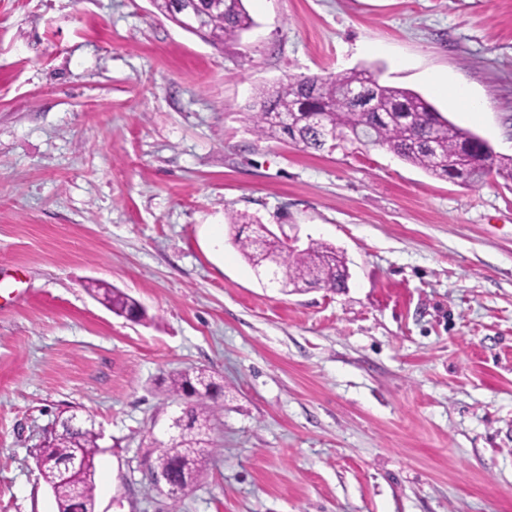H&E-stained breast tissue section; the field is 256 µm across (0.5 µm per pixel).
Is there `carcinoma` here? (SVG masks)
Returning a JSON list of instances; mask_svg holds the SVG:
<instances>
[{
  "label": "carcinoma",
  "mask_w": 512,
  "mask_h": 512,
  "mask_svg": "<svg viewBox=\"0 0 512 512\" xmlns=\"http://www.w3.org/2000/svg\"><path fill=\"white\" fill-rule=\"evenodd\" d=\"M181 2L153 0L155 8L173 21L180 14ZM192 2L207 16L206 27L197 35L212 43L236 39L254 24L243 0H224L221 10L211 9L210 0ZM350 86L366 87L368 102L352 100L346 94ZM311 108L336 130L337 142L385 146L431 175L470 186L484 182L493 171L512 177V157L497 158L486 141L449 122L422 96L408 89L381 85L366 70H351L334 78H288L259 93L249 119L260 136H284L305 148L323 150L326 141L310 123ZM276 113L290 115V124H279L274 118ZM230 223L236 230L234 245L253 267L264 265L269 253L279 254L282 288L301 292L315 286L332 290L347 287L349 269L335 248L312 243L303 250H295L273 235L260 244L245 232L256 223L252 217L235 214ZM95 297L118 316L137 321L145 318L137 301L118 288H104L95 292ZM167 392L173 400L183 402L184 426L176 446L155 448V463L187 467L185 471L175 470V474L193 484L202 478L212 455L206 448V425L214 424L224 409V386L216 382L209 370L196 368L170 375ZM99 439L94 429L64 421L48 438L44 453L52 463L41 474L55 497L58 512H95ZM74 452L82 456L83 465L65 474L59 472L54 464Z\"/></svg>",
  "instance_id": "1"
}]
</instances>
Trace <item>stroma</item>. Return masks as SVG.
I'll use <instances>...</instances> for the list:
<instances>
[{"label": "stroma", "mask_w": 512, "mask_h": 512, "mask_svg": "<svg viewBox=\"0 0 512 512\" xmlns=\"http://www.w3.org/2000/svg\"><path fill=\"white\" fill-rule=\"evenodd\" d=\"M245 7L253 27L215 46L151 0H0V273L20 293L0 309V512H57L36 454L73 412L101 435L95 512H512V177L466 187L248 120L286 78L367 69L512 157V0ZM233 211L336 248L347 288L258 278ZM190 367L224 413L175 505L144 474L148 431ZM102 290V292H100ZM94 296L97 300L112 310L118 316H125L136 321L145 318V311L128 294L119 288H96Z\"/></svg>", "instance_id": "35a3bbf8"}]
</instances>
